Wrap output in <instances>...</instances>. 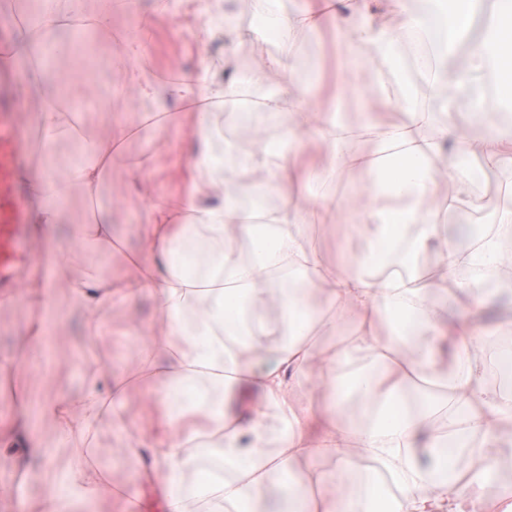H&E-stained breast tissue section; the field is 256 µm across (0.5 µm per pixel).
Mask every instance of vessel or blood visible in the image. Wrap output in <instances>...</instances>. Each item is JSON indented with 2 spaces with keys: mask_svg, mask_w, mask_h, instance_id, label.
Segmentation results:
<instances>
[{
  "mask_svg": "<svg viewBox=\"0 0 512 512\" xmlns=\"http://www.w3.org/2000/svg\"><path fill=\"white\" fill-rule=\"evenodd\" d=\"M27 102L0 100V306L19 299L17 275L35 265L38 252L27 225L31 196L20 179L28 160Z\"/></svg>",
  "mask_w": 512,
  "mask_h": 512,
  "instance_id": "b4317fda",
  "label": "vessel or blood"
}]
</instances>
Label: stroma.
Returning a JSON list of instances; mask_svg holds the SVG:
<instances>
[{
	"label": "stroma",
	"mask_w": 512,
	"mask_h": 512,
	"mask_svg": "<svg viewBox=\"0 0 512 512\" xmlns=\"http://www.w3.org/2000/svg\"><path fill=\"white\" fill-rule=\"evenodd\" d=\"M168 0H132L116 25L94 32L91 41L76 34L58 36L61 54L52 62L50 78L58 90L61 108L78 113L86 133L106 136L113 130H127L122 154L113 162L96 195L85 198L74 194L65 204L63 224L54 231L55 238L68 242L70 226L95 217L112 226L114 247L97 257V264L113 278L128 272V259L140 249L138 228L145 219L149 198L178 193L181 185L172 169L188 159L189 133L180 123L182 104L170 99L165 103L170 121L156 125L149 109L129 92L126 67L113 55L114 47L129 33L146 30L148 46L138 60L140 67L161 77L172 72L205 70L223 72L224 52L231 45L225 34L205 39L201 34L203 17L189 7H179L176 18L163 17ZM345 45L332 29L320 33L301 32L296 37L295 64L298 74H306L314 64L332 69ZM376 67L345 64L341 77L343 93L329 110L332 119L351 129L366 128L370 122L379 126L400 124L404 116L397 110L396 99H381L367 94L366 88L379 80ZM152 157V170L131 176L130 161ZM512 193V165L502 164L484 171L474 186L477 207L469 218L473 224L490 223L499 201ZM310 232L323 262L343 268L345 256L354 253L358 239L350 226L317 224ZM489 314L483 318L481 344L495 346L512 341L504 325L512 320V291L494 284L491 276L478 275ZM156 303L142 297L134 301L114 299L95 317H87L70 296V280L58 278L45 313L31 310L25 302L0 307V417H9V401L22 396L34 433L55 450L51 481H59L70 461L81 453L79 440H60L55 426L39 413L40 403L62 391L78 392L93 379V368L105 364L112 369L115 382L129 385L123 418L129 433H136L142 414L143 388L136 381L138 366L134 360L140 346L131 324L150 322ZM44 323L40 350L27 352L28 329L36 321ZM120 429L104 430L90 437L95 448L94 464L105 472L123 473L127 482L136 480L132 459L116 455Z\"/></svg>",
	"instance_id": "35a3bbf8"
}]
</instances>
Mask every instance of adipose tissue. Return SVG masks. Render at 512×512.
I'll list each match as a JSON object with an SVG mask.
<instances>
[{
  "label": "adipose tissue",
  "mask_w": 512,
  "mask_h": 512,
  "mask_svg": "<svg viewBox=\"0 0 512 512\" xmlns=\"http://www.w3.org/2000/svg\"><path fill=\"white\" fill-rule=\"evenodd\" d=\"M441 51L424 58L421 85L405 68L403 35L424 37L429 15L409 9V0H304L284 14L277 0H252L263 20L253 38L273 43L248 79L236 74L240 55L253 38L239 37L224 66V81L200 72L161 90L139 69L127 81L139 98L168 96L190 104L185 121L194 123V149L177 175L182 191L151 200L139 227L135 269L122 288L112 286L91 259L112 245L111 225L76 224L71 244L52 236L63 221L61 203L70 192L93 194L112 165L111 138L75 137L65 113L50 107L52 86L43 72L29 75L19 92L38 102L36 120L50 144L78 138L80 158L50 159L24 179L37 200L31 221L41 231L43 263L65 273L80 265L71 296L92 315L114 297L148 295L157 303L152 323L137 325L139 360L148 369V406L160 418L137 443L120 440L119 455L141 460V481L150 486L159 512H253L271 493L273 475L285 481L277 512H512V494L489 495L485 480L512 455V386L493 384L488 367L495 352L479 344L472 317L484 307L478 282L458 279L479 267L507 285L500 241L512 235V197L501 200L489 233L478 246L462 248L449 240L436 213L463 214L474 205L476 161L499 163L512 153V128L488 117L481 89L496 75L502 99L512 103V0H497L485 36L470 44L455 66L449 52L472 28L478 0H448ZM82 0L62 13L46 8L39 19L44 33L33 39L13 32V63L56 51L55 34L71 27ZM335 21L350 56L382 67L398 81L405 122L385 130L369 151H350L336 127L311 117L325 106L294 89L288 53L297 32L317 31ZM269 84L257 98L266 128L245 168L225 174L235 153L214 131L199 105L234 103L242 82ZM471 97L472 122L462 129L441 124L437 113H453L459 92ZM355 169L368 176L372 199L363 210L348 199L286 197L279 205L248 208L257 187L324 181L331 169ZM448 195L433 197L440 185ZM326 223L350 225L360 247L342 272L331 271L310 245L307 226L316 215ZM429 252L439 257L436 279L418 281L417 263ZM394 254L403 272L376 274L380 257ZM302 279L299 288H274L275 280ZM455 290L466 300L468 318L449 320L438 297ZM277 306V323L263 312ZM352 324V334L334 348L325 339ZM389 339L376 337L380 324ZM451 347L452 368L438 360ZM326 372L312 385L315 365ZM112 385L107 368H98L82 393L46 400L42 412L68 436L86 435L120 422L126 396ZM354 392L357 406L346 394ZM0 447L19 450V466L36 457L50 463L52 451L31 435L24 404L0 421ZM464 452L480 466L469 476L448 469ZM218 461L222 473L205 468ZM377 464L397 485L391 495L369 470ZM112 478L80 456L63 478L62 489L23 500L24 512H68L77 501L105 498Z\"/></svg>",
  "instance_id": "adipose-tissue-1"
}]
</instances>
